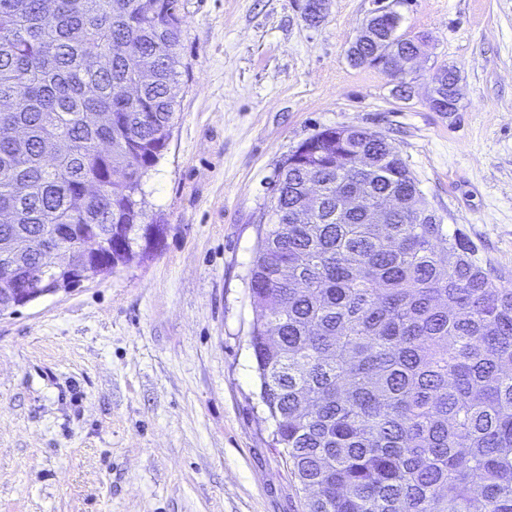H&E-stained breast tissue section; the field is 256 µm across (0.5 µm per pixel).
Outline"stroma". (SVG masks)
I'll return each instance as SVG.
<instances>
[{"label": "stroma", "instance_id": "stroma-1", "mask_svg": "<svg viewBox=\"0 0 512 512\" xmlns=\"http://www.w3.org/2000/svg\"><path fill=\"white\" fill-rule=\"evenodd\" d=\"M377 0H180V109L112 275L0 316V512H303L249 345L279 168L331 127L381 133L430 211L512 278V0H397L414 93L352 65ZM454 69L452 116L426 103Z\"/></svg>", "mask_w": 512, "mask_h": 512}]
</instances>
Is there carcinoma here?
<instances>
[{"mask_svg": "<svg viewBox=\"0 0 512 512\" xmlns=\"http://www.w3.org/2000/svg\"><path fill=\"white\" fill-rule=\"evenodd\" d=\"M179 0H0V255L59 236L132 254L168 145ZM394 196L379 224L336 198ZM309 219L297 224V212ZM249 343L304 512H512V282L448 232L380 133L324 129L280 167Z\"/></svg>", "mask_w": 512, "mask_h": 512, "instance_id": "1", "label": "carcinoma"}]
</instances>
